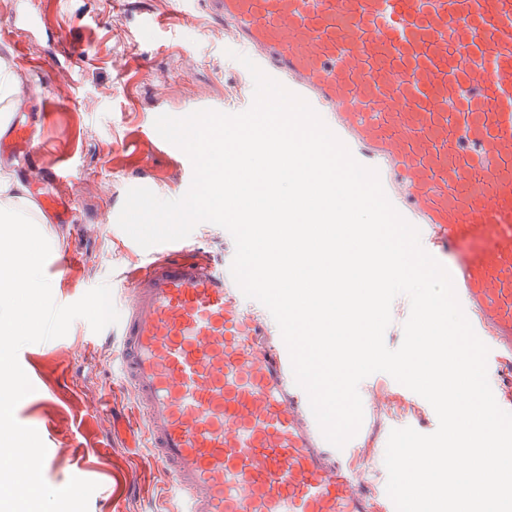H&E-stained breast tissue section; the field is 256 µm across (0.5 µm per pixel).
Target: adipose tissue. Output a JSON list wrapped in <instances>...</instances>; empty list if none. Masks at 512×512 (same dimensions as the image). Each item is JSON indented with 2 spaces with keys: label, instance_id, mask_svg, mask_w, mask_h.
<instances>
[{
  "label": "adipose tissue",
  "instance_id": "obj_1",
  "mask_svg": "<svg viewBox=\"0 0 512 512\" xmlns=\"http://www.w3.org/2000/svg\"><path fill=\"white\" fill-rule=\"evenodd\" d=\"M24 194L23 184L16 181H0V269L27 268L26 278L15 285L19 294L17 305L26 311L30 305L25 294L28 289L37 287L38 282L35 271L30 268L26 239L22 233L24 224L30 221L29 216L19 205Z\"/></svg>",
  "mask_w": 512,
  "mask_h": 512
}]
</instances>
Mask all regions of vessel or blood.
<instances>
[{"instance_id": "vessel-or-blood-1", "label": "vessel or blood", "mask_w": 512, "mask_h": 512, "mask_svg": "<svg viewBox=\"0 0 512 512\" xmlns=\"http://www.w3.org/2000/svg\"><path fill=\"white\" fill-rule=\"evenodd\" d=\"M241 53L305 99L378 170L433 256L500 227L496 250L450 275L497 368L512 371V0H203ZM36 149L14 121L0 152ZM229 267L182 242L135 270L121 369L179 512H396L328 443L269 310Z\"/></svg>"}]
</instances>
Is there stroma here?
<instances>
[{
	"instance_id": "35a3bbf8",
	"label": "stroma",
	"mask_w": 512,
	"mask_h": 512,
	"mask_svg": "<svg viewBox=\"0 0 512 512\" xmlns=\"http://www.w3.org/2000/svg\"><path fill=\"white\" fill-rule=\"evenodd\" d=\"M37 22L0 39V68L16 73L25 94L21 106L37 122L36 164L67 163L71 180L57 188L0 158V175L23 182L26 210L45 216L40 230L55 252L44 272L55 302L68 305L105 283L120 297L125 277L149 260L150 252L113 216L132 185L149 186L159 198L181 197V150H163L154 127L158 115L175 117L207 101L236 114L247 110L254 83L228 56L230 29L207 23L203 10L170 25L172 0H0V26L14 5ZM17 104L0 98V130L16 117ZM77 209L82 229L44 211L43 197ZM196 257L220 261L234 255L231 234L198 224L185 240ZM71 260L67 276L54 273ZM118 325L93 332L75 320L67 335L28 344L19 363L34 390L15 408L16 420L38 431L52 456L46 482L64 486L71 477L97 482L89 512H174L171 478L140 439L133 395L122 382ZM382 391L384 413L370 418L359 453L365 477L384 484L385 432L401 424L433 433L438 418L420 395L384 372L363 379L360 396Z\"/></svg>"
}]
</instances>
